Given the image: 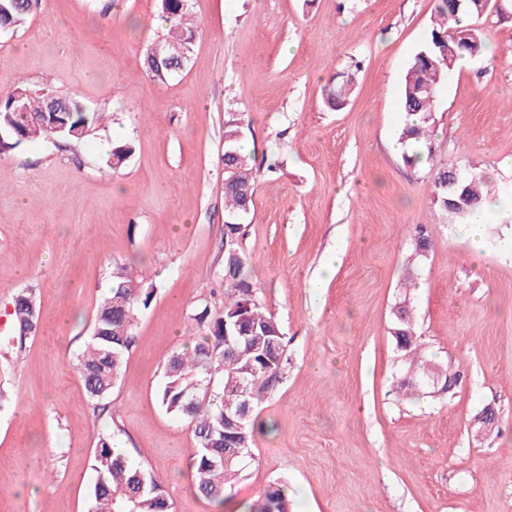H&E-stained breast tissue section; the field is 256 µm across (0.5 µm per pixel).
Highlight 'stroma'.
I'll list each match as a JSON object with an SVG mask.
<instances>
[{"label": "stroma", "mask_w": 512, "mask_h": 512, "mask_svg": "<svg viewBox=\"0 0 512 512\" xmlns=\"http://www.w3.org/2000/svg\"><path fill=\"white\" fill-rule=\"evenodd\" d=\"M436 0H190L188 67H142L162 32L158 0H38L0 35V96L78 93L102 113L80 146L0 150V338L15 293L33 289L40 329L0 352V512H88L100 433L164 484L174 512H246L272 483L291 512H512V17L478 20L494 63L441 84L431 164L395 150L402 79ZM333 110L330 77L353 60ZM244 115L260 171L239 242L288 338V366L258 407L269 434L223 504L193 481V437L158 401L166 360L224 264V115ZM131 140L125 168L108 146ZM482 172L490 214L480 257L434 206L429 170ZM431 243L415 257L416 225ZM153 288L109 410L95 415L75 370L114 263ZM406 302L428 357L459 372L412 400L389 333ZM494 408L492 429L477 416ZM354 75L350 70L336 72L330 80L326 103L330 108H342L354 90Z\"/></svg>", "instance_id": "stroma-1"}]
</instances>
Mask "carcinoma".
Wrapping results in <instances>:
<instances>
[{
  "instance_id": "obj_1",
  "label": "carcinoma",
  "mask_w": 512,
  "mask_h": 512,
  "mask_svg": "<svg viewBox=\"0 0 512 512\" xmlns=\"http://www.w3.org/2000/svg\"><path fill=\"white\" fill-rule=\"evenodd\" d=\"M164 33L145 51L144 67L154 81L163 82L173 70L159 75L157 66L177 59L178 49L196 37L189 22L190 0H159ZM36 0H0V34L22 25L33 11ZM489 0H437L431 29L425 45L408 63L402 83L400 110L405 123L400 139L406 150L402 155L408 166H416L424 157H432V145L426 139L431 125L438 88L457 62L470 53L455 43V34L470 30L473 49L481 56L485 38L472 25L488 10ZM326 103L342 108L354 90L353 74L346 70L330 80ZM90 116L82 101L74 95L53 92L32 93L15 88L0 101V147L12 148L41 137H53L80 145L86 136ZM245 117L224 116V268L220 285L224 287V309L212 313L209 305L197 307L186 330L193 346L173 353L164 369L158 395L167 413L182 420L195 440L194 481L199 493L223 501L249 456L255 429V408L282 380L288 364L287 340L280 322L269 313L259 295L249 261L230 243V235L240 232L239 224L253 206L258 169L251 156L241 152ZM134 153V145L119 140L112 143L106 165L119 170ZM458 191L448 189V168L437 167L432 174L434 203L450 217L462 219L484 206L488 196L486 179L480 173L461 169ZM238 255L230 257V251ZM112 288L99 302L92 331L76 357V369L94 412L107 408V399L124 374L129 352L136 341L135 327L141 310L148 307L153 289L134 281L126 266L113 268ZM256 325L248 343L224 342V318L242 305ZM12 346L21 349L36 336L39 312L33 291L22 289L12 301ZM390 334L403 356L414 358L420 345L408 306L398 307ZM276 337L277 343L268 341ZM238 415L239 431L224 426V413ZM94 481L90 489L89 512H172L161 481L148 469L129 461L122 449L112 443L109 434L99 436L93 456ZM291 504L284 486L271 485L250 507L249 512H290Z\"/></svg>"
}]
</instances>
